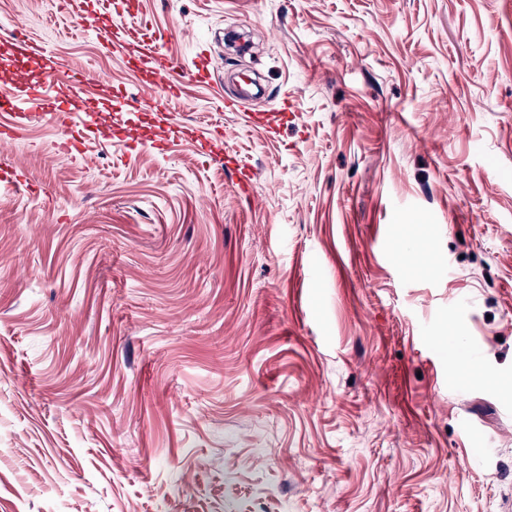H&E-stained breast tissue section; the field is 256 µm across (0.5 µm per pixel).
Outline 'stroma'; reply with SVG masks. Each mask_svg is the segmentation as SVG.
Segmentation results:
<instances>
[{
  "label": "stroma",
  "instance_id": "35a3bbf8",
  "mask_svg": "<svg viewBox=\"0 0 512 512\" xmlns=\"http://www.w3.org/2000/svg\"><path fill=\"white\" fill-rule=\"evenodd\" d=\"M141 2L215 66L157 111L62 0H0V120L29 39L105 75L75 125L195 132L0 146V512H512V392L465 373L512 378V0ZM231 71L293 119L224 111ZM282 112H296L292 99L288 97V92L282 95L278 108L261 112L250 111L249 119L253 124L275 132L281 125ZM115 128L119 137L125 140L132 148H149L158 153L168 149L171 141L188 132L179 127L158 126L150 136L144 134L142 127L135 123L126 121Z\"/></svg>",
  "mask_w": 512,
  "mask_h": 512
}]
</instances>
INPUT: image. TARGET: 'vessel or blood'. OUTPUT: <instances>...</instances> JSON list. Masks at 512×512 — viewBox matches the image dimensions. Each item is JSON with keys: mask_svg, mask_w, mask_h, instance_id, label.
<instances>
[{"mask_svg": "<svg viewBox=\"0 0 512 512\" xmlns=\"http://www.w3.org/2000/svg\"><path fill=\"white\" fill-rule=\"evenodd\" d=\"M68 2L75 5V21L82 30L112 36L113 47L120 49L128 61L146 69L154 82L163 85L167 94L178 93L184 82L211 79L212 57L209 52L199 53L193 67H185L177 57L166 52L167 34L143 23L139 11H130L129 23L116 33L112 30V0H96V6L92 9L77 8V0ZM20 49L22 53L28 55L45 56L44 81L24 86L17 92L13 102L16 114L10 123L0 125V142L7 143L19 137L32 118V108L36 107L40 109L43 119L63 130L64 135L57 144L59 152L69 155L80 150V139L70 132L72 115L83 109V87L101 83L100 73L93 69H84L71 74L68 97L56 101L47 97L45 86L52 83L57 74L64 70V62L46 57L43 46L34 41L22 42ZM293 109L292 99L285 96L282 97L278 108L248 114L253 124L274 131L280 127L283 113ZM95 129L104 135L113 130L118 131L120 138L131 147L149 148L159 153L165 152L170 142L183 133L179 127L160 126L154 129L152 134L147 135L139 124L127 121L116 126L112 123L111 115L103 113L97 115Z\"/></svg>", "mask_w": 512, "mask_h": 512, "instance_id": "b4317fda", "label": "vessel or blood"}]
</instances>
